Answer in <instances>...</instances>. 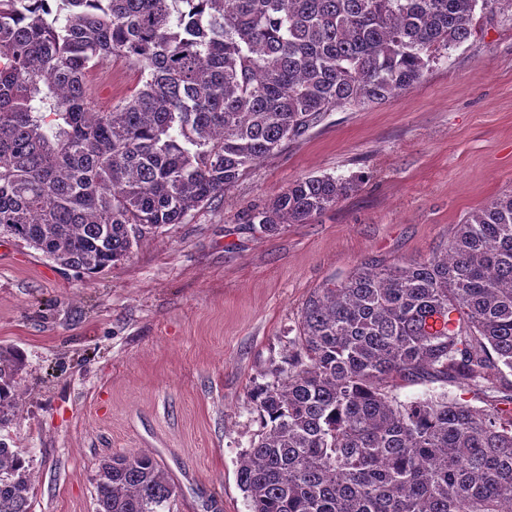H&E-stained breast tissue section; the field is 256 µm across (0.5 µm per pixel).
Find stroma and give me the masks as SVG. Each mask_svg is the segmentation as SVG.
Here are the masks:
<instances>
[{
	"label": "stroma",
	"instance_id": "35a3bbf8",
	"mask_svg": "<svg viewBox=\"0 0 512 512\" xmlns=\"http://www.w3.org/2000/svg\"><path fill=\"white\" fill-rule=\"evenodd\" d=\"M474 35L414 89L341 108L88 277L0 236V346L23 354L0 429L34 480L32 512H94L101 461L153 456L174 512H251L237 480L261 424L253 384L280 366L315 288L367 259L428 257L457 224L512 191V13L476 12ZM119 60L93 69L100 108L133 92ZM354 188L311 223L252 233L244 210L307 176Z\"/></svg>",
	"mask_w": 512,
	"mask_h": 512
}]
</instances>
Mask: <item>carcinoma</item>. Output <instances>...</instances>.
I'll list each match as a JSON object with an SVG mask.
<instances>
[{
    "mask_svg": "<svg viewBox=\"0 0 512 512\" xmlns=\"http://www.w3.org/2000/svg\"><path fill=\"white\" fill-rule=\"evenodd\" d=\"M512 0H0V235L92 276L224 196L326 113L412 90ZM112 57L141 86L103 111ZM353 183L307 176L242 220L308 224ZM20 353L0 347V428ZM512 192L419 260L357 266L316 289L283 365L254 385L262 430L240 459L252 512H512V411L394 390L453 382L512 403ZM0 439V512H31ZM142 452L100 463L95 512H173Z\"/></svg>",
    "mask_w": 512,
    "mask_h": 512,
    "instance_id": "obj_1",
    "label": "carcinoma"
}]
</instances>
